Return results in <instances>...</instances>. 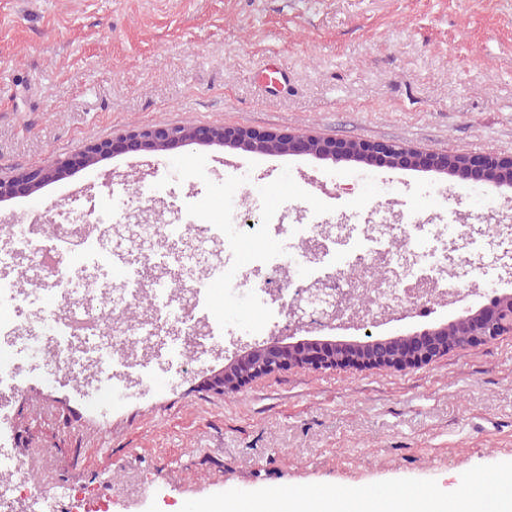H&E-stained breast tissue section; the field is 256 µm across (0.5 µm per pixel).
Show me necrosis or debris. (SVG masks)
<instances>
[{
	"mask_svg": "<svg viewBox=\"0 0 512 512\" xmlns=\"http://www.w3.org/2000/svg\"><path fill=\"white\" fill-rule=\"evenodd\" d=\"M359 192L356 221L340 211L336 223L307 224L293 204L289 224L214 222L208 239L221 256L203 277L177 249L196 229L183 217L138 224L131 242L121 223H102L92 210L64 232L55 215L46 219L48 233L35 224L7 226L0 263L49 257L52 281L28 318L29 294L0 279V469L9 477L0 485V512H113L114 494L75 484L42 497L30 468L6 451L9 400L40 362L52 364L55 382L116 401L159 387V373L180 377L206 366L239 338L260 340L302 288L349 295L348 319L388 317L407 302L425 318L437 303L461 302L464 279L491 267L512 273V224L489 221V191L468 193L476 224L457 223L452 207L388 212L381 200L393 187L367 176ZM89 256L112 266L109 300L97 298Z\"/></svg>",
	"mask_w": 512,
	"mask_h": 512,
	"instance_id": "obj_1",
	"label": "necrosis or debris"
}]
</instances>
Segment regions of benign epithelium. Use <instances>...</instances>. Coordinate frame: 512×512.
<instances>
[{
	"label": "benign epithelium",
	"instance_id": "1",
	"mask_svg": "<svg viewBox=\"0 0 512 512\" xmlns=\"http://www.w3.org/2000/svg\"><path fill=\"white\" fill-rule=\"evenodd\" d=\"M272 144L277 146L275 151L282 154L312 155L334 163H377L388 168L423 166L460 179L471 177L474 164L478 162L483 184L494 188L512 184V156L430 154L379 142L338 140L240 126L156 125L136 127L116 137L91 141L82 150L60 157L51 165L25 168L10 177H0V200L32 197L61 177L90 168L117 154L154 153L198 145L269 155L275 152L270 149ZM315 301L312 293L300 297L293 304L285 326L270 339L244 346L226 357L224 368L207 376L204 387L218 393L231 389L239 392L258 379L294 368L324 372L336 368L360 371L411 369L446 354L450 349V332L466 337V347L512 335L511 292L496 293L477 308L462 304L455 317L443 324L414 332L397 329L385 338H375L367 332L365 339L359 341L296 338L303 330L316 331V327L306 320V306Z\"/></svg>",
	"mask_w": 512,
	"mask_h": 512
}]
</instances>
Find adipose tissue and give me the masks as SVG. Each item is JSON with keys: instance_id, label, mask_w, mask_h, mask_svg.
I'll return each instance as SVG.
<instances>
[{"instance_id": "ef3b65f1", "label": "adipose tissue", "mask_w": 512, "mask_h": 512, "mask_svg": "<svg viewBox=\"0 0 512 512\" xmlns=\"http://www.w3.org/2000/svg\"><path fill=\"white\" fill-rule=\"evenodd\" d=\"M289 512H438L433 490L377 498L373 493L342 496L336 493L296 491L288 497ZM453 512H512V469L498 473L494 481L473 476L464 492L454 499Z\"/></svg>"}]
</instances>
